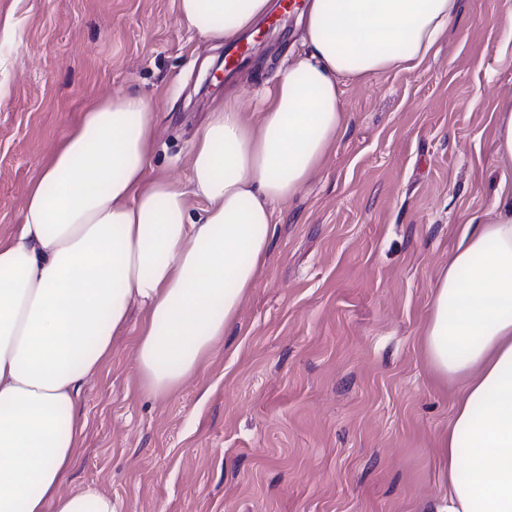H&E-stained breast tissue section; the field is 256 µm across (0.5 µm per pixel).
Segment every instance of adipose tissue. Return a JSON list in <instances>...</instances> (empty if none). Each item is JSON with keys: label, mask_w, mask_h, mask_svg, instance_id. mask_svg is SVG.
I'll return each instance as SVG.
<instances>
[{"label": "adipose tissue", "mask_w": 512, "mask_h": 512, "mask_svg": "<svg viewBox=\"0 0 512 512\" xmlns=\"http://www.w3.org/2000/svg\"><path fill=\"white\" fill-rule=\"evenodd\" d=\"M270 0H178L199 36L233 42ZM457 0H307L305 50L268 90L259 122L218 100L183 187L150 170L153 102L118 92L83 113L0 233V512H116L93 487L63 492L85 436V383L139 308L142 389L204 371L255 288L274 203L296 196L347 128L340 82L413 70ZM496 204L442 268L421 346L434 381L459 386L438 440L444 492L417 512H512V106L498 115ZM202 201L193 211L191 199Z\"/></svg>", "instance_id": "ef3b65f1"}]
</instances>
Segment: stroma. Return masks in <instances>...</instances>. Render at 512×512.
Instances as JSON below:
<instances>
[{
    "label": "stroma",
    "mask_w": 512,
    "mask_h": 512,
    "mask_svg": "<svg viewBox=\"0 0 512 512\" xmlns=\"http://www.w3.org/2000/svg\"><path fill=\"white\" fill-rule=\"evenodd\" d=\"M512 0H459L418 69L341 83L348 127L303 192L276 203L262 275L204 372L155 399L139 387L137 319L88 381L86 436L66 490L119 512H415L440 492L437 444L456 394L430 378L419 335L437 276L501 177L512 106ZM0 228L82 112L134 90L158 113L154 174L188 185L217 96L258 120L303 53L298 16L258 23L224 74L221 43L177 0H0Z\"/></svg>",
    "instance_id": "35a3bbf8"
}]
</instances>
